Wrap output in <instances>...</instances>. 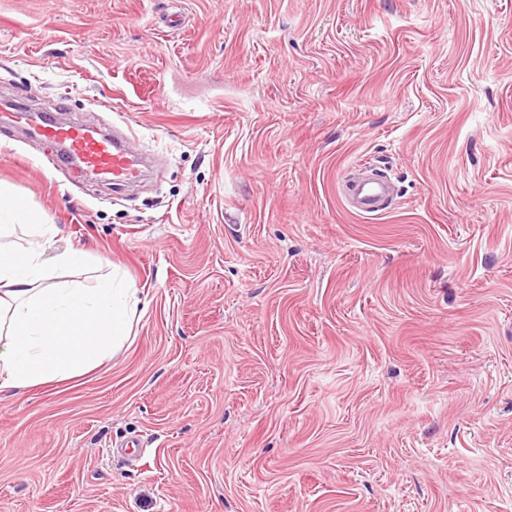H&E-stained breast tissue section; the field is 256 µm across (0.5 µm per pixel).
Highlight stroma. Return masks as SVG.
Instances as JSON below:
<instances>
[{
	"mask_svg": "<svg viewBox=\"0 0 512 512\" xmlns=\"http://www.w3.org/2000/svg\"><path fill=\"white\" fill-rule=\"evenodd\" d=\"M0 97L159 169L118 199L0 121L60 281L141 300L0 394V512H512V0H0ZM356 201H348L352 209L363 215H373L383 210L392 201L394 189L390 180L382 173L373 170L359 186Z\"/></svg>",
	"mask_w": 512,
	"mask_h": 512,
	"instance_id": "obj_1",
	"label": "stroma"
}]
</instances>
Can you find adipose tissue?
<instances>
[{
  "label": "adipose tissue",
  "instance_id": "ef3b65f1",
  "mask_svg": "<svg viewBox=\"0 0 512 512\" xmlns=\"http://www.w3.org/2000/svg\"><path fill=\"white\" fill-rule=\"evenodd\" d=\"M15 225L37 230L26 248L0 244V393L18 395L101 365L129 339L140 300L123 277L92 288L54 282V270L82 265L84 253L46 257L53 225L0 185V226Z\"/></svg>",
  "mask_w": 512,
  "mask_h": 512
}]
</instances>
